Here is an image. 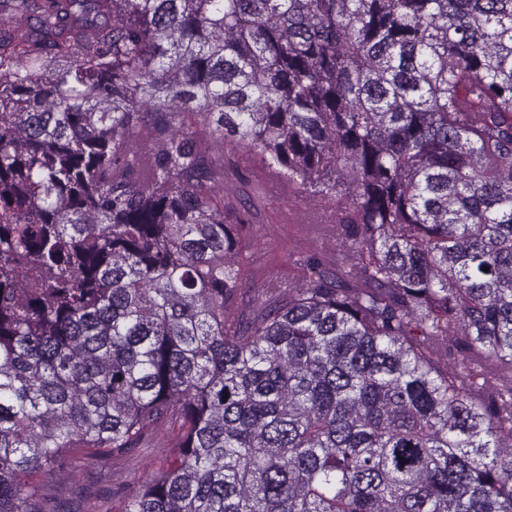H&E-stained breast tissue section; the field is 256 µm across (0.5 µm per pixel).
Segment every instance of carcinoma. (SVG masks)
<instances>
[{
  "label": "carcinoma",
  "instance_id": "obj_1",
  "mask_svg": "<svg viewBox=\"0 0 512 512\" xmlns=\"http://www.w3.org/2000/svg\"><path fill=\"white\" fill-rule=\"evenodd\" d=\"M174 425L122 512H512V0H0V512ZM220 162L224 161V171L228 179V185H239L234 176V170L238 169L244 175H251L252 164L246 152L239 148L228 147L224 150V155L217 156ZM247 189L256 195L258 215L244 241L250 260L246 274L271 271L282 279L298 280L303 274L297 261L299 256L310 249L328 250L332 244L322 237H308L307 228L313 226L312 205L300 191H295L291 198L266 195L254 179Z\"/></svg>",
  "mask_w": 512,
  "mask_h": 512
}]
</instances>
